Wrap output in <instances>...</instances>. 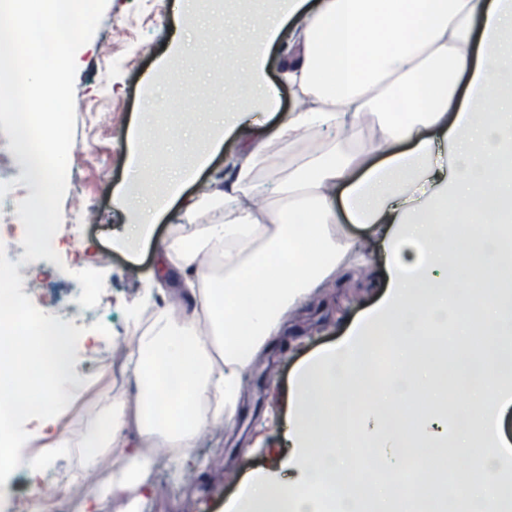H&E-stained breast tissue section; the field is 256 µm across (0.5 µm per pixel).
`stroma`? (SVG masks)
<instances>
[{
    "mask_svg": "<svg viewBox=\"0 0 512 512\" xmlns=\"http://www.w3.org/2000/svg\"><path fill=\"white\" fill-rule=\"evenodd\" d=\"M175 2L107 0L98 28L80 49L61 213L63 223L80 225L81 235L77 244L59 249V262L39 260L44 273L31 286L41 295L40 311L77 328L99 322L108 333L78 343L73 370L84 387L55 419L37 423L31 442L46 441L60 430L97 437L111 412L100 394L125 342L126 306L144 296L145 278L155 268L153 249L139 248L133 258L112 248L113 232L127 221L116 199L130 181V129L143 122L161 135L193 129V140L172 156L173 162L189 163L207 138L205 113H224L238 102L224 84L225 0H207L215 28L206 42L181 57L173 56L171 41L189 20ZM163 61L190 86L185 106L167 102L168 85L158 74ZM375 272L372 262L340 270L334 283L289 312L284 335L271 338L245 372L236 409L195 439L191 464L181 468L168 454H153L151 492L107 493L96 468L80 469L74 454L58 457L43 483L56 493L76 490L85 496L100 490L96 512H124L131 502L138 512H224L246 474L278 473L289 453L283 432L295 369L308 353L336 342L356 314L378 301L377 289L370 286Z\"/></svg>",
    "mask_w": 512,
    "mask_h": 512,
    "instance_id": "35a3bbf8",
    "label": "stroma"
}]
</instances>
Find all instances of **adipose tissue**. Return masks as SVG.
<instances>
[{"label": "adipose tissue", "instance_id": "obj_1", "mask_svg": "<svg viewBox=\"0 0 512 512\" xmlns=\"http://www.w3.org/2000/svg\"><path fill=\"white\" fill-rule=\"evenodd\" d=\"M252 45L246 66H233L228 86H246L251 101L216 116V129L198 159L232 142V169L185 213L205 224L182 236L154 240V226L179 194L186 171L155 150L149 126L132 129L134 173L158 172L162 191L133 201V223L113 238L118 248L154 246L156 265L148 298H160L149 323L139 303L128 307L133 335L128 386L103 438L86 451L96 464L104 448H122L140 466L137 481L116 469L112 488H149L143 438H163L175 461L187 460L195 438L236 407L242 376L267 341L285 329L290 309L335 280L351 254L375 248L382 272L373 281L381 295L357 314L343 336L303 358L288 399L285 439L291 452L280 481L260 470L243 480L224 512H358L361 496L344 494L343 473L365 449L357 440L363 420L351 393L372 396V421L384 427L392 455L432 465L434 440L413 438L388 416L389 407L416 389L433 403L449 391L466 403L452 441L476 478L465 505L447 512H488L512 505L496 470L512 456L500 436L502 414L512 407V92L501 88L497 62L512 58V0H275L252 12ZM291 90L295 106L265 128L253 105L274 104L279 85L263 81L267 69ZM402 99V111L391 103ZM376 132L356 133L365 119ZM335 139H328V132ZM277 181L269 203L257 190L258 174ZM361 236L337 231L340 218ZM476 233L457 241L452 225ZM477 261L486 286L469 287ZM487 334L479 378L461 367L455 386L439 380L428 349L436 337H465L475 325ZM396 333L391 365L376 337ZM333 432L337 441H323Z\"/></svg>", "mask_w": 512, "mask_h": 512}]
</instances>
